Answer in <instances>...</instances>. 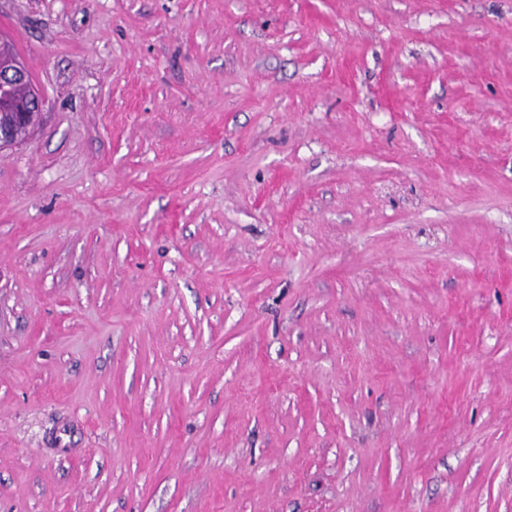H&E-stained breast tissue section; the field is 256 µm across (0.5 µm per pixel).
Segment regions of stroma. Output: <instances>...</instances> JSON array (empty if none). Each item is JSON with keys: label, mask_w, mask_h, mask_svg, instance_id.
<instances>
[{"label": "stroma", "mask_w": 512, "mask_h": 512, "mask_svg": "<svg viewBox=\"0 0 512 512\" xmlns=\"http://www.w3.org/2000/svg\"><path fill=\"white\" fill-rule=\"evenodd\" d=\"M0 32V512H512V0ZM0 88L4 91L19 90L27 102L26 107L0 110V151L25 141L40 125L44 99L31 81L28 69L18 57L11 40L0 33ZM20 92L7 93L0 99V107L23 105Z\"/></svg>", "instance_id": "35a3bbf8"}]
</instances>
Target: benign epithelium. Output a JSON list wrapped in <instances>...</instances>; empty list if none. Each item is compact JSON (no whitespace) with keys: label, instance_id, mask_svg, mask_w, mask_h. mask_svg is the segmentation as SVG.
<instances>
[{"label":"benign epithelium","instance_id":"7a95c632","mask_svg":"<svg viewBox=\"0 0 512 512\" xmlns=\"http://www.w3.org/2000/svg\"><path fill=\"white\" fill-rule=\"evenodd\" d=\"M0 89L20 91L27 106L0 110V150L25 141L40 125L44 99L31 81L28 69L18 57L11 40L0 33Z\"/></svg>","mask_w":512,"mask_h":512}]
</instances>
